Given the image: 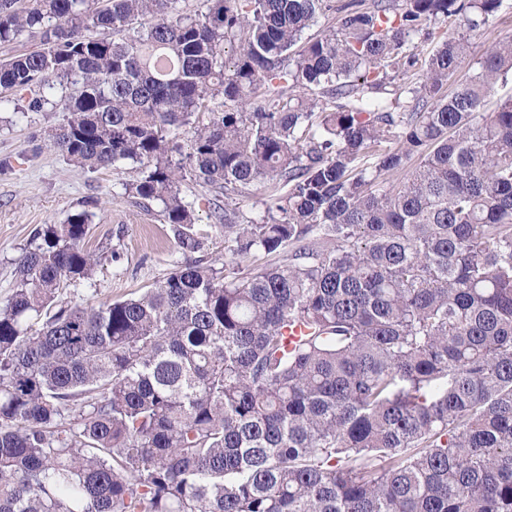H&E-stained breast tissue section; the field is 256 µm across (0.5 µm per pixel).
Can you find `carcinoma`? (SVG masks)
I'll return each mask as SVG.
<instances>
[{"label": "carcinoma", "mask_w": 512, "mask_h": 512, "mask_svg": "<svg viewBox=\"0 0 512 512\" xmlns=\"http://www.w3.org/2000/svg\"><path fill=\"white\" fill-rule=\"evenodd\" d=\"M179 2L0 0V45L39 38L0 107L65 113L44 147L133 170L186 256L77 302L88 213L34 230L0 308V512H512V38L448 91L512 5Z\"/></svg>", "instance_id": "1"}]
</instances>
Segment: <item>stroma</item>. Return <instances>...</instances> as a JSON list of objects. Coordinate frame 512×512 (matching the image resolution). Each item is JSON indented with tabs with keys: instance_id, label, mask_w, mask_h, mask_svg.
<instances>
[{
	"instance_id": "35a3bbf8",
	"label": "stroma",
	"mask_w": 512,
	"mask_h": 512,
	"mask_svg": "<svg viewBox=\"0 0 512 512\" xmlns=\"http://www.w3.org/2000/svg\"><path fill=\"white\" fill-rule=\"evenodd\" d=\"M59 118L47 108L0 110V305L12 294L13 261L32 232L86 207L93 214L86 245L101 262L91 279L67 288L68 296L125 299L152 287L183 259L157 213L132 207L124 197L122 183L132 179L131 171L89 173L38 148L35 135Z\"/></svg>"
}]
</instances>
